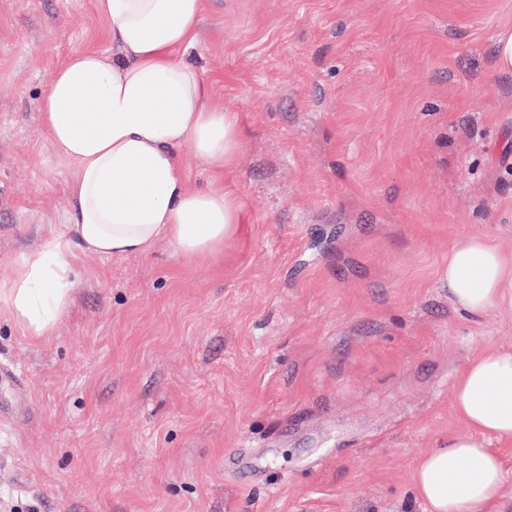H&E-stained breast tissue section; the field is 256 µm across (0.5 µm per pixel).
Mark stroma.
Returning a JSON list of instances; mask_svg holds the SVG:
<instances>
[{"label": "stroma", "mask_w": 512, "mask_h": 512, "mask_svg": "<svg viewBox=\"0 0 512 512\" xmlns=\"http://www.w3.org/2000/svg\"><path fill=\"white\" fill-rule=\"evenodd\" d=\"M204 2L182 57L239 115L246 222L81 257L41 338L0 296V512H425L457 375L512 347L448 293L461 238L512 255V0ZM111 48L97 0H0V281L67 231L50 79ZM495 61L498 70L512 71V30L507 29L499 35L495 48Z\"/></svg>", "instance_id": "stroma-1"}]
</instances>
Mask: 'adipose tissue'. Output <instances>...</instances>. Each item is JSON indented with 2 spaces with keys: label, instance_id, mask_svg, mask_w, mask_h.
I'll use <instances>...</instances> for the list:
<instances>
[{
  "label": "adipose tissue",
  "instance_id": "1",
  "mask_svg": "<svg viewBox=\"0 0 512 512\" xmlns=\"http://www.w3.org/2000/svg\"><path fill=\"white\" fill-rule=\"evenodd\" d=\"M113 53H75L52 76L42 120L74 165L70 224L0 284L22 329L48 335L68 301L84 255L136 256L159 241L185 260L216 255L244 221L221 184L237 159V113L212 102L198 70L178 58L190 46L204 0H97ZM209 170L192 185L183 146ZM448 293L477 318L512 306V257L487 237H464L448 252ZM462 433L425 455L412 482L427 512H492L508 476L492 442L512 443V349L471 357L454 385Z\"/></svg>",
  "mask_w": 512,
  "mask_h": 512
}]
</instances>
